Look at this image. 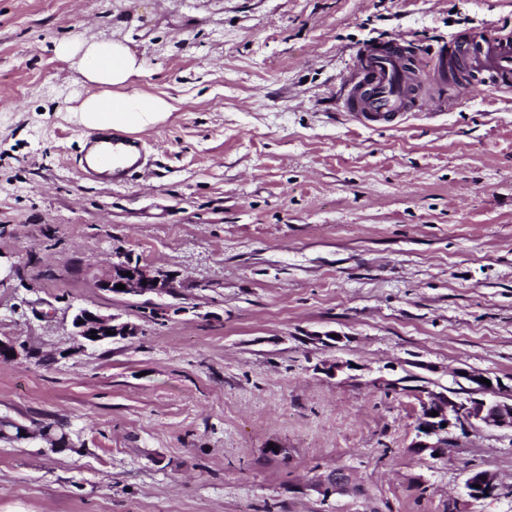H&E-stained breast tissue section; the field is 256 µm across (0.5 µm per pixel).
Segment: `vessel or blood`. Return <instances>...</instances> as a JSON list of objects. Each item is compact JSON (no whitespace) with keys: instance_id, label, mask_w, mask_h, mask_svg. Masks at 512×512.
Instances as JSON below:
<instances>
[{"instance_id":"obj_1","label":"vessel or blood","mask_w":512,"mask_h":512,"mask_svg":"<svg viewBox=\"0 0 512 512\" xmlns=\"http://www.w3.org/2000/svg\"><path fill=\"white\" fill-rule=\"evenodd\" d=\"M416 54L405 41L368 47L348 84L343 105L362 125H389L400 121L412 106ZM440 66L459 63L462 79L470 85L496 90L512 87V37L490 34L457 40L442 46ZM145 159L141 144L102 130L90 134L76 163L84 177L114 189L125 188Z\"/></svg>"}]
</instances>
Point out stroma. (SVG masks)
<instances>
[{"label":"stroma","instance_id":"1","mask_svg":"<svg viewBox=\"0 0 512 512\" xmlns=\"http://www.w3.org/2000/svg\"><path fill=\"white\" fill-rule=\"evenodd\" d=\"M501 29L512 0H0V339L25 351L0 421L29 431L0 438V512H512L511 428L412 447L421 388L512 384V91L433 67ZM400 37L421 108L357 126L358 52ZM83 40L174 106L133 135L162 169L119 191L76 164L55 46ZM121 250L176 294L100 291ZM80 307L141 332L80 345ZM340 470L355 492L323 499ZM476 470L499 496H467Z\"/></svg>","mask_w":512,"mask_h":512}]
</instances>
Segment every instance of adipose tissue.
<instances>
[{
	"instance_id": "ef3b65f1",
	"label": "adipose tissue",
	"mask_w": 512,
	"mask_h": 512,
	"mask_svg": "<svg viewBox=\"0 0 512 512\" xmlns=\"http://www.w3.org/2000/svg\"><path fill=\"white\" fill-rule=\"evenodd\" d=\"M55 52L76 60L84 77L86 93L74 109L84 128L136 133L164 121L172 112V104L162 97L128 92V85L142 73V63L122 42L61 43Z\"/></svg>"
}]
</instances>
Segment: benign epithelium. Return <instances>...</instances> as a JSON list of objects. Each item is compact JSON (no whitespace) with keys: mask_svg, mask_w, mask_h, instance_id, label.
I'll return each mask as SVG.
<instances>
[{"mask_svg":"<svg viewBox=\"0 0 512 512\" xmlns=\"http://www.w3.org/2000/svg\"><path fill=\"white\" fill-rule=\"evenodd\" d=\"M123 284L119 290L116 285ZM97 288L112 294L142 296L147 294L173 295L178 288L177 279L165 270H152L141 264L131 255L117 256L106 273L96 282ZM74 334L84 342H104L117 338L136 336L140 326L122 321L114 315H105L91 308L80 307L72 318ZM115 334H106L107 330ZM97 339H92V336ZM465 378L474 384L466 396H450L445 392L424 391L421 396V415L417 425V439L412 444L418 453H429L430 457L447 453L448 439L444 434L453 427L464 428L475 422L489 427L512 428V386L501 382L491 385L480 383V376L467 374ZM437 415H431V412ZM350 477L343 472H335L325 478L318 491L324 499L342 494L350 489ZM466 495L471 499H487L500 495L502 485L497 476L488 471H476L465 482Z\"/></svg>","mask_w":512,"mask_h":512,"instance_id":"7a95c632","label":"benign epithelium"}]
</instances>
